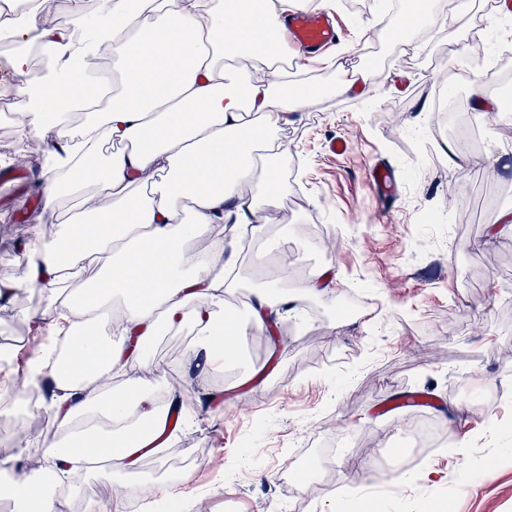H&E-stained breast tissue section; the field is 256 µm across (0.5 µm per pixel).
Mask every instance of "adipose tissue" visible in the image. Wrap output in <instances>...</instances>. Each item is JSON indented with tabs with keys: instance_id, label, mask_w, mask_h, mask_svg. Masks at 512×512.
Wrapping results in <instances>:
<instances>
[{
	"instance_id": "ef3b65f1",
	"label": "adipose tissue",
	"mask_w": 512,
	"mask_h": 512,
	"mask_svg": "<svg viewBox=\"0 0 512 512\" xmlns=\"http://www.w3.org/2000/svg\"><path fill=\"white\" fill-rule=\"evenodd\" d=\"M18 0H0V32L15 38L8 59L19 77L13 110L37 119L48 143L43 192L49 204L76 200L60 215L54 235L36 232L27 250L26 283L59 300L48 328L67 325L68 375L55 376L49 408L61 431L89 413L109 432L78 438L75 449H47L61 473L103 464L123 470L140 451L129 444L156 419L152 395L132 393L100 401L91 379L124 368L117 338L136 335L134 359H145L165 320L182 319L191 300L200 327L195 347L205 368L228 357L248 328L279 313L288 294L270 282L254 289L246 323L215 329V311L237 286L238 265L213 235L225 214L239 216L253 238L260 203L282 191L271 163L283 150L272 129L303 109L308 91L276 89L284 46V17L306 0H69V21L58 25L38 9L18 15ZM48 51L34 70L33 49ZM112 58L116 79L104 77ZM246 60L251 78L233 63ZM80 124H72L74 113ZM102 158L96 171L85 162ZM259 178L261 197L242 185ZM211 236L205 260L184 256L187 240ZM96 271L67 299L59 286L68 271ZM120 317H111L113 300Z\"/></svg>"
}]
</instances>
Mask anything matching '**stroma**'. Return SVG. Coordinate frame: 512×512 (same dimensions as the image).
I'll return each mask as SVG.
<instances>
[{
  "label": "stroma",
  "instance_id": "obj_1",
  "mask_svg": "<svg viewBox=\"0 0 512 512\" xmlns=\"http://www.w3.org/2000/svg\"><path fill=\"white\" fill-rule=\"evenodd\" d=\"M310 0L337 15L343 32L331 50L312 55L285 45L297 69L289 83L335 85L348 64L381 57L380 77L346 95L314 93L276 134L284 154V190L264 207L267 242L287 245L282 282L291 303L277 315L280 334L249 329L234 356L206 375L189 373L192 319L164 323L137 376L138 392L193 394L185 425L162 454L140 456L135 468L180 469L176 484L145 487L140 501L161 512H512V234L495 218L512 210V137L499 118L475 111L468 89L488 73L460 75L459 56L439 27L426 42L405 33L387 41L373 34L390 19L392 0ZM467 116L481 121V155L497 177L476 165H453L454 131L435 129V97L446 84ZM347 145L329 151L331 140ZM14 153L0 186V281L22 285L25 249L40 229L60 225L42 192L47 144L36 127L0 133V150ZM386 163L397 180L390 207L375 199L367 170ZM313 264L315 292L298 279ZM318 308L311 317L308 307ZM53 302L33 290L0 301V339L12 340L19 361L0 369V448L13 472L28 471L34 451L55 438L31 437L16 455L5 403L14 374L25 373L42 338L33 317ZM412 389L452 401L454 418L424 409L375 414L376 401ZM436 424L444 445L417 454L413 421ZM338 440L332 455L323 442ZM316 466L318 479L290 484L288 474ZM123 471L89 470L72 478L66 512H130Z\"/></svg>",
  "mask_w": 512,
  "mask_h": 512
}]
</instances>
